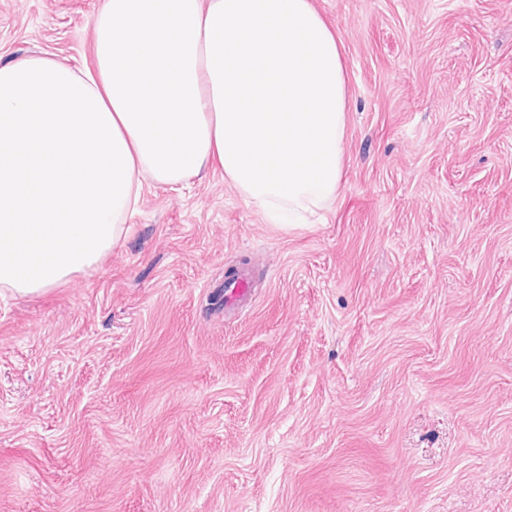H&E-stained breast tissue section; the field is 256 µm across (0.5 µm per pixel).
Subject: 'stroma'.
Here are the masks:
<instances>
[{
    "instance_id": "obj_1",
    "label": "stroma",
    "mask_w": 512,
    "mask_h": 512,
    "mask_svg": "<svg viewBox=\"0 0 512 512\" xmlns=\"http://www.w3.org/2000/svg\"><path fill=\"white\" fill-rule=\"evenodd\" d=\"M101 2L0 0V62L91 66ZM312 2L335 201L148 183L94 268L0 293V512H512V0ZM251 280L245 270L239 271L235 279L224 281V303H244L251 292Z\"/></svg>"
}]
</instances>
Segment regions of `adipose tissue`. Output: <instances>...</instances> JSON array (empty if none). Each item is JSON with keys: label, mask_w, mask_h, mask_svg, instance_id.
Returning <instances> with one entry per match:
<instances>
[{"label": "adipose tissue", "mask_w": 512, "mask_h": 512, "mask_svg": "<svg viewBox=\"0 0 512 512\" xmlns=\"http://www.w3.org/2000/svg\"><path fill=\"white\" fill-rule=\"evenodd\" d=\"M94 71L0 63V288L41 295L128 231L143 184L219 166L274 224L342 174L341 40L311 0H103Z\"/></svg>", "instance_id": "obj_1"}]
</instances>
